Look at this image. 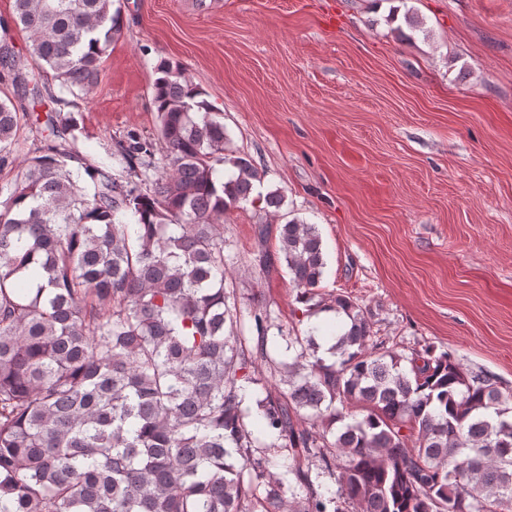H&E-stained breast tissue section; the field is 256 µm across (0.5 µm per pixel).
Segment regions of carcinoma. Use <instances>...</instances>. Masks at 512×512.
I'll return each instance as SVG.
<instances>
[{"label": "carcinoma", "mask_w": 512, "mask_h": 512, "mask_svg": "<svg viewBox=\"0 0 512 512\" xmlns=\"http://www.w3.org/2000/svg\"><path fill=\"white\" fill-rule=\"evenodd\" d=\"M114 3L14 0L36 69L5 39L0 69L34 101L80 97L121 32ZM203 95L164 60L157 139L116 141L124 166L89 163L76 125L49 114L0 187V512H512V391L447 351L387 345L350 297L322 292L314 224L282 225L278 251L302 317L338 322L288 335L285 389L255 375L221 220L261 176L226 153ZM27 121L0 98V168ZM159 150L152 179L139 167ZM253 320L266 361L270 316Z\"/></svg>", "instance_id": "1"}]
</instances>
